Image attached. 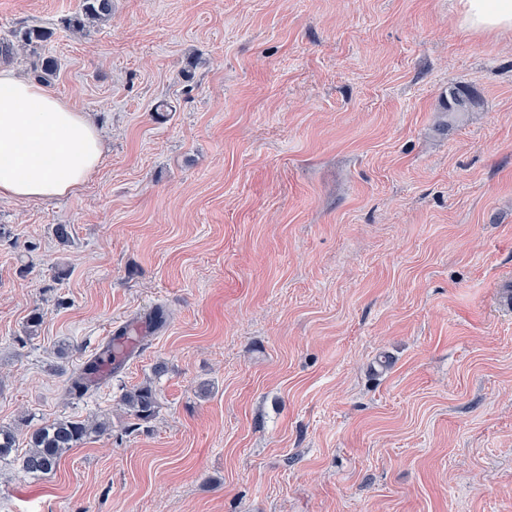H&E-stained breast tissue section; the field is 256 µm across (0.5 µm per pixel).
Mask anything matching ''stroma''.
Returning <instances> with one entry per match:
<instances>
[{
    "mask_svg": "<svg viewBox=\"0 0 512 512\" xmlns=\"http://www.w3.org/2000/svg\"><path fill=\"white\" fill-rule=\"evenodd\" d=\"M454 2L112 0L75 35L81 0H0L107 145L75 195L0 201V425L110 422L1 464L0 512H512V32ZM98 359L93 357L79 367L68 378L65 394L70 398H81L85 396L92 388V383L95 381L94 375L99 368ZM121 403L127 413L137 421L148 422L158 413V394L150 383L126 391ZM109 423L98 418H63L34 430L30 447L14 462L26 475L40 478L53 473L62 457L92 437L108 431Z\"/></svg>",
    "mask_w": 512,
    "mask_h": 512,
    "instance_id": "stroma-1",
    "label": "stroma"
}]
</instances>
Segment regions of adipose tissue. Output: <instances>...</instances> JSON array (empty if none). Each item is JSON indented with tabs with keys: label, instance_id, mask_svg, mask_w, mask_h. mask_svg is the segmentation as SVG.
Wrapping results in <instances>:
<instances>
[{
	"label": "adipose tissue",
	"instance_id": "ef3b65f1",
	"mask_svg": "<svg viewBox=\"0 0 512 512\" xmlns=\"http://www.w3.org/2000/svg\"><path fill=\"white\" fill-rule=\"evenodd\" d=\"M456 13L470 34L512 30V0H457ZM103 154L85 113L43 84L0 70V200L74 195Z\"/></svg>",
	"mask_w": 512,
	"mask_h": 512
}]
</instances>
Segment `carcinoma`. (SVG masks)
<instances>
[{
	"mask_svg": "<svg viewBox=\"0 0 512 512\" xmlns=\"http://www.w3.org/2000/svg\"><path fill=\"white\" fill-rule=\"evenodd\" d=\"M111 16L112 0H82L81 8L67 19L66 26L75 34H83L90 26ZM51 36L52 32L46 28L21 26L12 32V41L0 47V57L11 59L15 57L14 51L18 49L29 52L37 58L34 77L48 85L56 77L58 64L51 57L41 56L39 49ZM474 104L470 94L452 90L448 94L444 111L468 112ZM98 368V359L93 357L74 371L65 387L66 396H85L91 389ZM121 403L127 413L137 421L148 422L158 413V394L149 383L125 392ZM108 426V421L97 418L57 419L34 430L30 435L29 449L23 455L14 457V462L22 472L33 478L49 475L56 470L65 454L93 437L106 434ZM15 438V428L0 425V460L11 455L15 448Z\"/></svg>",
	"mask_w": 512,
	"mask_h": 512,
	"instance_id": "1",
	"label": "carcinoma"
}]
</instances>
